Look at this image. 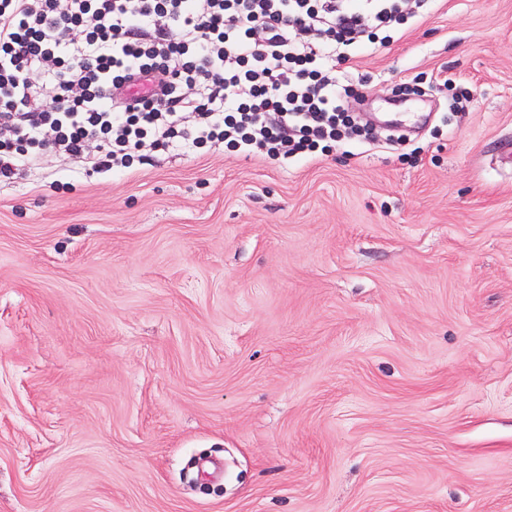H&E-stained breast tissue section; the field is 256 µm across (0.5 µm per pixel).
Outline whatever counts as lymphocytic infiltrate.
<instances>
[{"mask_svg":"<svg viewBox=\"0 0 512 512\" xmlns=\"http://www.w3.org/2000/svg\"><path fill=\"white\" fill-rule=\"evenodd\" d=\"M432 0H0V182L49 155L130 175L176 146L281 165L373 144L349 78ZM471 89L421 72L397 98Z\"/></svg>","mask_w":512,"mask_h":512,"instance_id":"1","label":"lymphocytic infiltrate"}]
</instances>
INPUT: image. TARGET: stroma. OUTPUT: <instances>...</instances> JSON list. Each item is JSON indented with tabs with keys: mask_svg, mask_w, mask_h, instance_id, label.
Masks as SVG:
<instances>
[{
	"mask_svg": "<svg viewBox=\"0 0 512 512\" xmlns=\"http://www.w3.org/2000/svg\"><path fill=\"white\" fill-rule=\"evenodd\" d=\"M357 70L473 100L410 155L0 183V512H512V0ZM436 91L448 99V112L451 115L458 112H466L472 101L471 89L448 76L441 79L428 77L427 73L421 72L411 80L396 84L392 88L394 98L422 97L428 92Z\"/></svg>",
	"mask_w": 512,
	"mask_h": 512,
	"instance_id": "stroma-1",
	"label": "stroma"
}]
</instances>
